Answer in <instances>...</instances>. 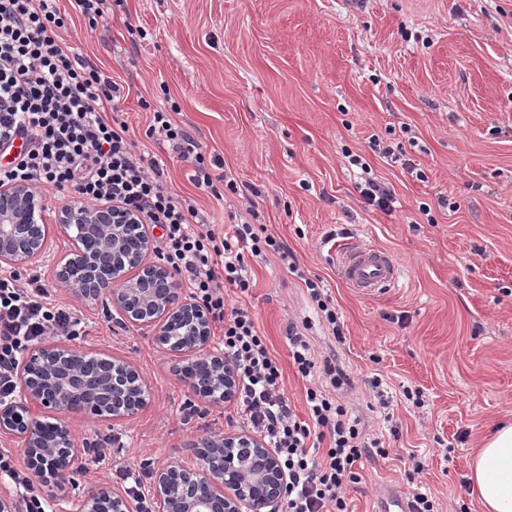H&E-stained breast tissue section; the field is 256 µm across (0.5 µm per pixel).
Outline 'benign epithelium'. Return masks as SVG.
<instances>
[{"label": "benign epithelium", "instance_id": "obj_1", "mask_svg": "<svg viewBox=\"0 0 512 512\" xmlns=\"http://www.w3.org/2000/svg\"><path fill=\"white\" fill-rule=\"evenodd\" d=\"M43 210L27 184L0 186V269L25 267L43 257L48 228L36 219ZM56 224L73 241L54 268L59 285L79 287L86 303L102 305L120 326L153 329L156 341L184 360L179 375L193 394L213 403L231 398L234 370L224 362L223 350L211 348V316L183 297L164 264L146 262L152 250L146 225L129 211L90 206L78 198L58 211ZM182 325L193 338L171 343ZM86 356L64 342L29 349L17 368L16 394L0 400V436L20 443L34 473L52 478L60 489L82 470L88 448L65 418H127L149 397L134 366L100 358L96 370L84 375L80 367ZM193 448L197 466L168 465L152 472L151 493L162 512H280L288 477L275 450L261 439L213 433ZM81 512H137V506L102 488L81 496Z\"/></svg>", "mask_w": 512, "mask_h": 512}]
</instances>
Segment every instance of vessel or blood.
Segmentation results:
<instances>
[{
    "instance_id": "1",
    "label": "vessel or blood",
    "mask_w": 512,
    "mask_h": 512,
    "mask_svg": "<svg viewBox=\"0 0 512 512\" xmlns=\"http://www.w3.org/2000/svg\"><path fill=\"white\" fill-rule=\"evenodd\" d=\"M336 262L341 280L362 295L380 294L399 280V268L392 255L379 247L338 245Z\"/></svg>"
}]
</instances>
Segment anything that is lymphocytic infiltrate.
Wrapping results in <instances>:
<instances>
[{
	"mask_svg": "<svg viewBox=\"0 0 512 512\" xmlns=\"http://www.w3.org/2000/svg\"><path fill=\"white\" fill-rule=\"evenodd\" d=\"M71 6L67 13L59 0H0V153L9 157L0 163V185L22 181L33 189L41 183L71 189L85 201L131 209L140 223L161 227V259L185 281L191 300L222 326L224 358L237 376L239 421L278 452L288 475L286 512H348L344 489L357 482L358 463L383 448L331 396V389L347 384L346 374L328 362L316 365L303 332L289 326V355L298 373L307 378L318 369L330 383L326 390L307 388L308 417L300 419L254 314L224 304L225 288L249 290L248 257L274 252L297 272L287 244L246 222L229 234L215 231L191 201L168 188L157 161L133 154L127 122L106 114L119 86L59 35L75 12L96 25L108 0H71ZM147 134L161 137L190 163L188 178L197 188L216 198L225 190L237 193L236 181L212 174L200 145L167 113L154 112ZM18 137L24 147L16 154ZM79 324L46 288L16 272L0 275V399L13 396L17 363L30 345L76 335ZM0 479L12 490L18 512H47L40 483L6 449L0 450Z\"/></svg>",
	"mask_w": 512,
	"mask_h": 512,
	"instance_id": "lymphocytic-infiltrate-1",
	"label": "lymphocytic infiltrate"
}]
</instances>
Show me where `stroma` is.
Instances as JSON below:
<instances>
[{
  "instance_id": "1",
  "label": "stroma",
  "mask_w": 512,
  "mask_h": 512,
  "mask_svg": "<svg viewBox=\"0 0 512 512\" xmlns=\"http://www.w3.org/2000/svg\"><path fill=\"white\" fill-rule=\"evenodd\" d=\"M63 37L119 84L128 139L162 162L172 191L220 231L254 208L295 255L304 278L270 253L250 259L247 294L228 288L224 297L256 315L297 414L308 382L288 356L289 325L305 326L317 360L349 375L340 400L387 451L349 484L350 512H375L386 489L409 494L418 484L438 512H479L472 452L491 426L512 420V0H123L96 29L78 17ZM160 108L221 160L239 193L219 200L196 188L188 164L147 137ZM387 145L394 154H382ZM350 152L391 189L392 211L364 203ZM42 197L47 259L24 274L78 315L74 347L132 363L150 392L129 419L70 418L80 438L112 454H86L72 488L45 484L56 512H78L88 489L121 488L112 462L192 467L194 441L241 426L235 402L190 392L152 329L119 327L56 286L51 262L72 243L52 220L71 196L48 188ZM339 242L388 250L396 286L373 297L347 288ZM308 278L332 296L343 340L316 313Z\"/></svg>"
}]
</instances>
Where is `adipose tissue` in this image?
<instances>
[{
    "mask_svg": "<svg viewBox=\"0 0 512 512\" xmlns=\"http://www.w3.org/2000/svg\"><path fill=\"white\" fill-rule=\"evenodd\" d=\"M480 512H512V422L494 426L469 464Z\"/></svg>",
    "mask_w": 512,
    "mask_h": 512,
    "instance_id": "1",
    "label": "adipose tissue"
}]
</instances>
